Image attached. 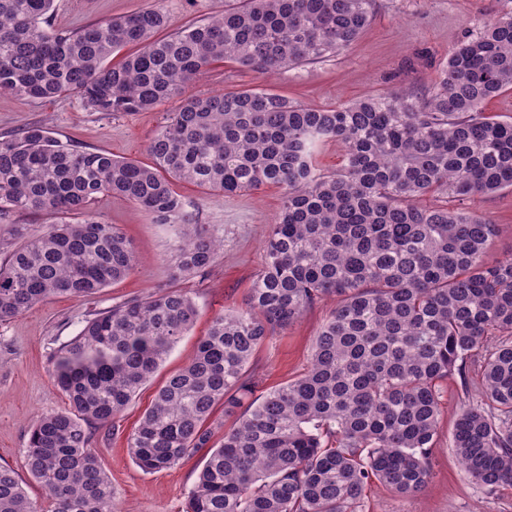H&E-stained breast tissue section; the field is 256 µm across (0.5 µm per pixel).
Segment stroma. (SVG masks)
<instances>
[{
	"instance_id": "obj_1",
	"label": "stroma",
	"mask_w": 512,
	"mask_h": 512,
	"mask_svg": "<svg viewBox=\"0 0 512 512\" xmlns=\"http://www.w3.org/2000/svg\"><path fill=\"white\" fill-rule=\"evenodd\" d=\"M152 0H56L53 29L77 28L106 17H118L150 6ZM168 32L223 12L224 0H163ZM512 9V0H375V17L348 49L315 63L281 70L263 79L232 63H215L187 87V94H209L265 86L304 105L334 106L386 91L410 90L427 95L448 53L464 36L481 30L497 12ZM177 100L140 112H94L76 98L52 101L0 94V134L43 126L48 135L82 150H105L113 157L148 162L147 144L173 111ZM175 191L222 243L206 273L175 275L178 222L157 223L129 200L112 196L95 206L117 224L131 242L135 264L125 278L104 288L94 299L56 296L25 315L0 321V463L26 481L28 495L47 503L44 488L29 479L25 448L35 419L44 412L67 409L68 401L49 371V355L74 336L83 320L125 300L176 289L195 304L191 330L127 405L115 425L97 430L94 446L115 492L114 512H183L189 488L203 465L195 454L178 466L142 472L133 462L127 438L138 427L164 378L182 367L207 333L213 316L244 307L263 261L262 244L282 203L283 191L265 186L236 195H212L186 182ZM467 211L489 217L498 226L489 254L512 252V190L461 201ZM325 299L287 329L277 331L252 358L249 372L261 389L301 376L310 365L316 332L334 308ZM475 372L452 375L441 393L443 417L432 448L431 477L419 492L400 497L379 484L366 493L365 512H512V489H490L476 483L451 448L457 413L469 403L464 384Z\"/></svg>"
}]
</instances>
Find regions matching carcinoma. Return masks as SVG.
<instances>
[{"label":"carcinoma","mask_w":512,"mask_h":512,"mask_svg":"<svg viewBox=\"0 0 512 512\" xmlns=\"http://www.w3.org/2000/svg\"><path fill=\"white\" fill-rule=\"evenodd\" d=\"M224 12L166 37L159 4L71 30L49 24L54 0H0V93L74 97L95 112H138L174 97L150 137L148 164L81 150L30 126L0 137V223L20 213L72 216L19 239L0 259V321L57 295L92 299L134 266L130 242L92 205L121 196L166 224L191 228L176 272L205 270L222 243L172 187L221 195L283 189L279 217L246 306L220 312L195 355L157 390L128 437L147 473L207 449L184 512H363L366 488L399 496L431 475L441 386L472 363L476 402L452 439L468 475L512 486V252L488 249L497 225L451 205L512 188V121L484 112L512 90V10L449 55L433 92L386 93L334 107L270 89L183 96L216 62L261 76L351 46L375 0H226ZM138 50L114 65L112 55ZM334 140L344 158L316 163ZM431 196L436 203L423 206ZM336 307L317 331L307 372L259 390L256 351L318 302ZM196 308L178 290L89 314L50 356L68 408L30 430L28 473L51 512H113L93 448L190 330ZM233 426L210 446L216 407ZM0 512H43L18 473L0 465Z\"/></svg>","instance_id":"1"}]
</instances>
